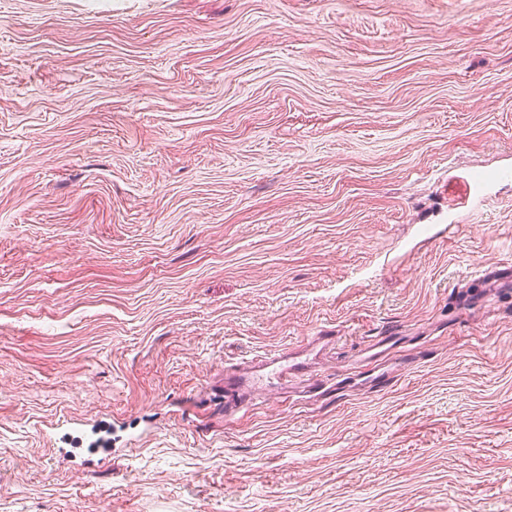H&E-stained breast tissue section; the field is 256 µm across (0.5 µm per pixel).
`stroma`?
Listing matches in <instances>:
<instances>
[{"instance_id":"1","label":"stroma","mask_w":512,"mask_h":512,"mask_svg":"<svg viewBox=\"0 0 512 512\" xmlns=\"http://www.w3.org/2000/svg\"><path fill=\"white\" fill-rule=\"evenodd\" d=\"M504 169L512 0H0V512H512ZM322 330L319 336L307 338L306 343L288 347L277 353L261 356L243 363L238 368H224V418L235 419L244 403L270 379L280 384H288L292 379H300L309 386L319 384V374L314 363L307 356L310 349H324L336 342V336ZM305 356V358H304Z\"/></svg>"}]
</instances>
